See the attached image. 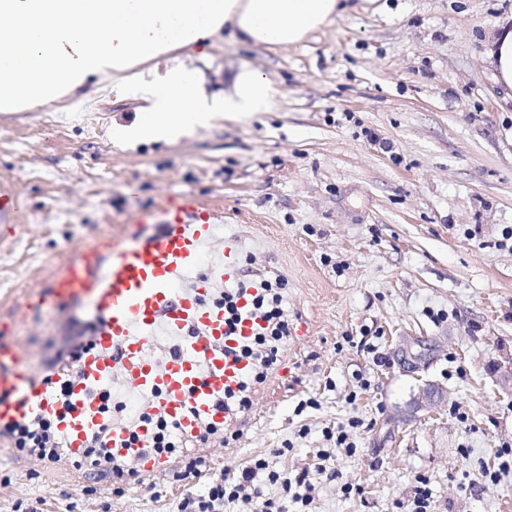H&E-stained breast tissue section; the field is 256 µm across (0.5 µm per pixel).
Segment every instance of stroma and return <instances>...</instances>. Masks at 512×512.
Segmentation results:
<instances>
[{"mask_svg":"<svg viewBox=\"0 0 512 512\" xmlns=\"http://www.w3.org/2000/svg\"><path fill=\"white\" fill-rule=\"evenodd\" d=\"M350 4L298 49L223 32L159 58L183 61L210 96L245 66L279 88L271 111L172 144L115 145L113 126L132 123L140 102L104 76L51 108L0 112V182L23 205L18 235L0 239V323L43 372L94 311H29L35 290L77 252L136 232L165 198L196 195L223 208L213 246L233 244L240 279L286 281L290 324L237 439L202 449L214 471L260 457L308 471L309 512H399L419 475L432 512H512V468H500L512 445V249L499 244L512 226V104L485 53L512 0ZM428 385L441 397L426 410ZM352 416L357 450H337L327 479L323 432ZM183 467L170 461L116 495L110 473L0 446V512H177L203 489L178 480ZM347 483L359 493L344 495Z\"/></svg>","mask_w":512,"mask_h":512,"instance_id":"stroma-1","label":"stroma"}]
</instances>
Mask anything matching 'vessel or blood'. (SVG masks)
Here are the masks:
<instances>
[{"label": "vessel or blood", "instance_id": "vessel-or-blood-1", "mask_svg": "<svg viewBox=\"0 0 512 512\" xmlns=\"http://www.w3.org/2000/svg\"><path fill=\"white\" fill-rule=\"evenodd\" d=\"M17 211L15 195L1 188V231L14 233ZM141 221L151 225L150 233L113 244L103 256L79 253L38 292L48 308L83 299L95 309L93 346L74 374L57 386L37 380L15 336H0V429L34 417L51 419L68 456L83 457L88 436L105 423L100 395L117 382L146 402L135 430L113 425L107 451L114 459L134 461L140 473L154 474L166 466L165 456L150 451L154 416L166 418L183 437L196 435L203 419L218 428L227 424L224 393L248 373L246 360L236 359L232 350L262 321L242 298V319L228 330L224 309L213 299L216 285L237 276L230 250L217 254L210 248L216 225L224 221L222 209L182 194ZM161 333L177 346L160 363L149 347Z\"/></svg>", "mask_w": 512, "mask_h": 512}]
</instances>
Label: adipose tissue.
<instances>
[{"instance_id":"ef3b65f1","label":"adipose tissue","mask_w":512,"mask_h":512,"mask_svg":"<svg viewBox=\"0 0 512 512\" xmlns=\"http://www.w3.org/2000/svg\"><path fill=\"white\" fill-rule=\"evenodd\" d=\"M347 10L343 0H0V107L45 105L108 72L141 100L135 121L114 126L113 139L171 144L219 114L271 110L278 88L246 67L218 99L183 65L157 78L145 64L182 47H208L225 29L247 45L298 48ZM489 57L495 83L512 99V14Z\"/></svg>"}]
</instances>
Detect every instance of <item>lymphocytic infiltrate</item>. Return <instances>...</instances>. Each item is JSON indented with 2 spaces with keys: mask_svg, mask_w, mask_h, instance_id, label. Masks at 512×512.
<instances>
[{
  "mask_svg": "<svg viewBox=\"0 0 512 512\" xmlns=\"http://www.w3.org/2000/svg\"><path fill=\"white\" fill-rule=\"evenodd\" d=\"M285 291L284 281L264 280L255 288L243 285L221 291L216 297L217 303L224 307L226 325L236 326V303L242 297L249 299L253 310L264 322L262 331L236 350L237 356L248 361L251 372L237 390L224 396L222 405L232 417L238 418L250 411L257 386L267 381L280 362V351L290 334L283 309ZM158 429L154 450L170 458H183L185 466L179 474L180 479L204 478L208 467L199 451L223 439V431L205 421L200 423L197 435L190 438L177 436L163 420L159 421ZM0 438L26 458L53 464L64 458L63 442L56 426L42 418L2 430ZM84 463L110 472L113 490L118 494L138 476L133 463L108 457L104 437L99 433L88 438ZM264 481L279 487V498L263 494L260 484ZM312 490L307 472L285 473L274 469L268 459L256 458L232 476L207 480L204 492L186 493L179 503V512H288L292 507L297 512H304L312 500Z\"/></svg>",
  "mask_w": 512,
  "mask_h": 512,
  "instance_id": "1",
  "label": "lymphocytic infiltrate"
}]
</instances>
